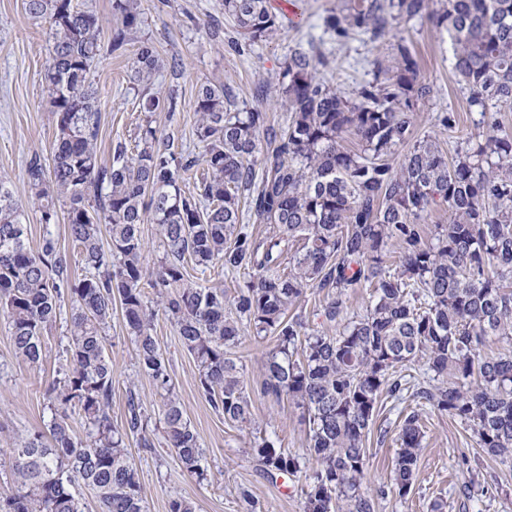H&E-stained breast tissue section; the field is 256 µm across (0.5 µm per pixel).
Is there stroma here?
<instances>
[{
  "instance_id": "35a3bbf8",
  "label": "stroma",
  "mask_w": 512,
  "mask_h": 512,
  "mask_svg": "<svg viewBox=\"0 0 512 512\" xmlns=\"http://www.w3.org/2000/svg\"><path fill=\"white\" fill-rule=\"evenodd\" d=\"M138 4L143 13L141 27L120 50H103L89 72L100 98L98 149L105 161L112 145L119 142L136 152L139 127L148 121L171 152L199 154L195 98L200 85L208 82L224 84L238 105L262 106L274 129L284 130L289 112L281 70L297 44L311 42L319 47L331 60L325 78L348 94L370 79L372 60L387 54L385 47L371 43L364 34L339 43L325 32L323 19L341 0H270L272 10L285 14L288 22L254 45L239 42L235 20L225 14L222 0H138ZM397 28L415 54L423 80L433 88L430 99L416 109L414 134L436 137L445 153L454 154L472 125L469 93L457 84L451 67L449 37L426 20L402 21ZM145 43L161 58L177 62L176 68L163 69L155 78L156 89L175 106L151 114L140 112L141 88L131 79L133 58ZM51 44L48 24L32 20L24 0H0V178L9 182L24 211L31 248H38L44 233L52 232L69 260L72 277L77 278L84 268L67 224L62 220L48 228L40 224L25 176L30 156L51 160L56 140V121L43 84ZM448 110L458 114V125L451 132L435 124L436 114ZM69 320V309H62L44 333L43 359L34 366L16 356L8 323L0 318V448L44 430L50 416L47 390L67 364L63 348ZM154 334L169 360L175 392L198 435L208 475L200 481L187 474L164 442L142 448L136 439H129L130 458L139 471L148 512H168L169 501L176 496L191 499L196 512H302L305 479L270 481L253 455L254 447L267 437L296 453L306 446L307 428L300 409L257 390L274 338H255L248 328L232 349L254 419L251 426L240 428L226 423L200 393L197 364L164 315H157ZM107 353L112 360L113 424L125 422L126 387L131 382L147 413L160 419L161 399L152 380L138 371L135 346L118 307L112 310ZM413 405L409 393L399 400L382 397L378 404L375 428L365 442L369 464L362 486L375 494V512H428L437 498L447 501V512H512V466L485 457L470 429L428 409L423 412L425 435L413 489L407 497L398 496L393 488L398 430Z\"/></svg>"
}]
</instances>
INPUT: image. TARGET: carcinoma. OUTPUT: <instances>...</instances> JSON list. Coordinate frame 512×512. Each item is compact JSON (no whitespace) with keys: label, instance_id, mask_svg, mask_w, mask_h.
Here are the masks:
<instances>
[{"label":"carcinoma","instance_id":"obj_1","mask_svg":"<svg viewBox=\"0 0 512 512\" xmlns=\"http://www.w3.org/2000/svg\"><path fill=\"white\" fill-rule=\"evenodd\" d=\"M268 4L224 0V12L255 43L281 26ZM112 8L119 25L111 50L117 51L143 20L138 0H113ZM26 11L52 31L43 81L57 127L52 165L32 156L27 184L45 226L55 223L57 204L66 206L85 274L70 276L49 232L31 249L18 202L0 182V314L16 355L39 363L44 331L64 299L72 304L71 366L48 389L51 442L38 432L10 449L16 479L0 492V512H86L75 493L79 484L93 492L98 512H147L126 440L135 437L142 448L155 443L134 383L124 424L115 427L109 414L106 330L115 301L138 368L162 398L165 442L199 480L206 479L202 449L153 335L157 308L197 361L211 408L240 427L252 423L251 400L230 349L245 325L276 337L260 391L302 409L307 448L300 455L264 438L254 454L271 481L297 476L307 459L317 462L304 512H375L374 496L362 491L364 443L380 397L401 398L405 371L416 363L431 373L416 384L420 405L466 425L487 454L512 465V130L488 112L491 105L512 107V0H442L438 10L431 0H343L323 20L336 41L355 33L393 41L394 65L373 59L372 79L354 97L321 77L331 64L325 53L296 49L282 72L290 112L283 133L266 112H239L223 87L204 84L194 109L201 156L177 159L147 123L139 128L140 150L130 156L118 142L108 164L98 158L100 108L87 79L102 50L98 16L78 0H26ZM423 17L447 32L458 84L470 90L477 133L451 158L435 138L414 139V112L431 87L405 39L392 31L396 19ZM160 67L154 50L142 45L133 61L145 87L141 112L160 106L149 89ZM346 134L359 150L344 147ZM257 161L264 175L253 190ZM200 164L207 176L193 191L183 190L185 175ZM242 189L251 213L270 225L264 237L241 224ZM437 206L448 209V223L427 239L422 221ZM146 222L156 225L163 245L153 267L140 234ZM392 243L399 249L395 266L387 259ZM190 263L244 270L250 280L229 298L224 289L191 279ZM351 288L371 289L365 311L353 317L347 316ZM314 291L324 294L320 315L336 328L333 336L291 313ZM490 336L508 347L482 353ZM71 413L82 419L85 436L73 433ZM423 437L414 408L399 430L394 487L401 498L412 490Z\"/></svg>","mask_w":512,"mask_h":512}]
</instances>
